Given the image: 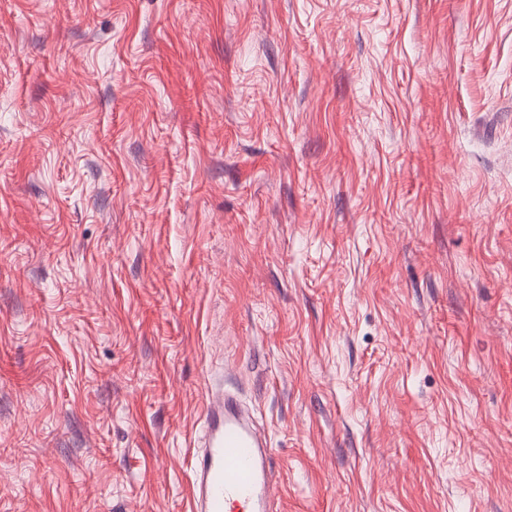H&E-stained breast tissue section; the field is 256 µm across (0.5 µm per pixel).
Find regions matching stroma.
I'll return each instance as SVG.
<instances>
[{
    "mask_svg": "<svg viewBox=\"0 0 512 512\" xmlns=\"http://www.w3.org/2000/svg\"><path fill=\"white\" fill-rule=\"evenodd\" d=\"M211 381L279 512H512V0H0V512H188Z\"/></svg>",
    "mask_w": 512,
    "mask_h": 512,
    "instance_id": "35a3bbf8",
    "label": "stroma"
}]
</instances>
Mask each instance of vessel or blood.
<instances>
[{
    "instance_id": "obj_1",
    "label": "vessel or blood",
    "mask_w": 512,
    "mask_h": 512,
    "mask_svg": "<svg viewBox=\"0 0 512 512\" xmlns=\"http://www.w3.org/2000/svg\"><path fill=\"white\" fill-rule=\"evenodd\" d=\"M191 468L190 512H278L273 450L235 394L206 388Z\"/></svg>"
}]
</instances>
